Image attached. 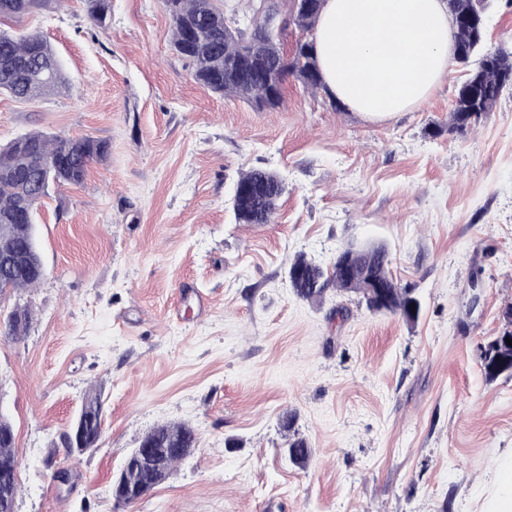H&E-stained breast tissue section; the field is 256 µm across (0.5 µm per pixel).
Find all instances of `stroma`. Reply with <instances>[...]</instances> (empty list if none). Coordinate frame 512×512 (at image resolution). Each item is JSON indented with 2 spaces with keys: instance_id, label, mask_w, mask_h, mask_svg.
Returning a JSON list of instances; mask_svg holds the SVG:
<instances>
[{
  "instance_id": "stroma-1",
  "label": "stroma",
  "mask_w": 512,
  "mask_h": 512,
  "mask_svg": "<svg viewBox=\"0 0 512 512\" xmlns=\"http://www.w3.org/2000/svg\"><path fill=\"white\" fill-rule=\"evenodd\" d=\"M11 26L48 39L66 84L0 95V143L43 131L109 146L38 203L46 275L11 296L34 318L23 339L0 337L16 512H118L113 474L149 429L180 421L198 448L126 512H491L512 376L488 380L478 347L512 303V89L462 134L448 130L456 63L391 118L292 77L257 112L196 82L159 0H111L102 28L86 0H56ZM253 168L285 182L268 224L234 220L232 186ZM351 241L386 247L416 322L353 293L294 295L297 254L326 266ZM92 392L99 446L65 456L52 443ZM288 410L312 448L303 467L283 451Z\"/></svg>"
}]
</instances>
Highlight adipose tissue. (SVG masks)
<instances>
[{
    "mask_svg": "<svg viewBox=\"0 0 512 512\" xmlns=\"http://www.w3.org/2000/svg\"><path fill=\"white\" fill-rule=\"evenodd\" d=\"M313 41L329 91L372 117L424 101L453 57L446 0H327Z\"/></svg>",
    "mask_w": 512,
    "mask_h": 512,
    "instance_id": "obj_1",
    "label": "adipose tissue"
}]
</instances>
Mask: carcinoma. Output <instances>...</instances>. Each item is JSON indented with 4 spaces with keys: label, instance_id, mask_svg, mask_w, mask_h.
Masks as SVG:
<instances>
[{
    "label": "carcinoma",
    "instance_id": "1",
    "mask_svg": "<svg viewBox=\"0 0 512 512\" xmlns=\"http://www.w3.org/2000/svg\"><path fill=\"white\" fill-rule=\"evenodd\" d=\"M50 0H0V22L21 18L46 6ZM87 13L96 27L106 25L110 13L109 0H86ZM218 0H160L170 19L169 42L172 49L192 67L195 80L214 93L235 97L257 111L273 110L282 99L288 76L301 81L308 89L324 88L318 61L312 44H298L294 54L283 56L284 37L263 35L267 16L278 12L287 18V25L309 35L325 0H310L309 6L292 14L290 0H247V7L238 4L217 6ZM454 42L463 56L481 58L485 40L471 37L466 19L474 10L476 0H447ZM512 70V51H502L496 64L474 68L457 87L453 109L449 113L448 131L463 133L490 112L507 85L503 71ZM64 86V74L59 58L50 42L40 33L17 34L0 27V94L16 99L35 101ZM109 146L93 137H63L33 131L0 146V257H8L16 266L9 280L13 291L34 288L41 282L39 268L43 261L37 246L34 220L35 206L51 186L61 183H81L93 163L102 162ZM238 189L251 190L247 204L234 209L240 224H268L277 201L285 191L281 176L267 169H252L241 174L234 184ZM300 269L303 278L290 282L293 293L301 300L319 302L330 287L354 292L368 310L377 313L405 315L410 303L416 301L412 292L398 284L389 269L388 253L383 245L364 246L358 255L355 271L344 276L332 264L327 268L305 255L297 256L290 270ZM375 280L390 293L385 308H373L367 295V282ZM32 320L29 308H18L0 323V336L12 340L27 334ZM498 337L479 346V360L486 378L493 380L502 374L512 375V363L499 370L489 369L495 361L494 345ZM86 418L84 445L96 448L101 437L103 403L100 395H89L82 405ZM296 414L282 416L281 427L290 461L301 467L310 456L306 438L295 429ZM141 441L156 448L198 446L199 437L186 422L159 424ZM185 456L161 452L149 461L125 460L127 478L135 490L125 493L117 504L132 505L149 491L163 483ZM20 492L17 484L0 483V512H14Z\"/></svg>",
    "mask_w": 512,
    "mask_h": 512
}]
</instances>
